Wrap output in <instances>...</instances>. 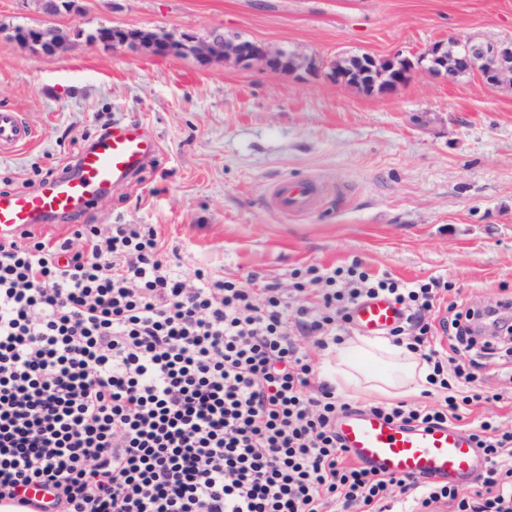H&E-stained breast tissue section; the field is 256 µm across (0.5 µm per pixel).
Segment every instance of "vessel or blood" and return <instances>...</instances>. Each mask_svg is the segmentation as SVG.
<instances>
[{"label": "vessel or blood", "instance_id": "b4317fda", "mask_svg": "<svg viewBox=\"0 0 512 512\" xmlns=\"http://www.w3.org/2000/svg\"><path fill=\"white\" fill-rule=\"evenodd\" d=\"M18 113L0 111V148L12 149L33 140ZM159 151L157 141L137 122L113 126L94 147L79 153L69 171L46 179L32 192L0 191V242L35 231H51L58 215L75 216L99 195L133 180ZM323 197L314 180L275 183L271 202L283 215L305 214ZM355 325L377 336L400 319V307L380 296L360 303ZM336 433L355 463L394 477H418L468 488L485 459L467 435L451 425L406 428L370 409L353 407L336 419Z\"/></svg>", "mask_w": 512, "mask_h": 512}]
</instances>
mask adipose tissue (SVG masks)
<instances>
[{
    "instance_id": "ef3b65f1",
    "label": "adipose tissue",
    "mask_w": 512,
    "mask_h": 512,
    "mask_svg": "<svg viewBox=\"0 0 512 512\" xmlns=\"http://www.w3.org/2000/svg\"><path fill=\"white\" fill-rule=\"evenodd\" d=\"M331 354L324 375L339 391L404 397L427 386L428 368L419 354L387 339L347 337Z\"/></svg>"
}]
</instances>
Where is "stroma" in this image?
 I'll use <instances>...</instances> for the list:
<instances>
[{
    "label": "stroma",
    "instance_id": "35a3bbf8",
    "mask_svg": "<svg viewBox=\"0 0 512 512\" xmlns=\"http://www.w3.org/2000/svg\"><path fill=\"white\" fill-rule=\"evenodd\" d=\"M53 17L85 33L105 26L199 36L218 29L330 59L418 53L451 36L512 40V0H78ZM0 110L20 113L32 143L0 152V191L33 190L113 124L136 120L160 145L128 185L43 234L74 224L154 225L178 269L204 268L293 303V269L360 260L371 273L447 281L452 302L496 305L512 294V86L418 72L389 96L308 76H279L190 57L107 51L83 38L36 56L0 44ZM313 179L321 204L279 213L270 189ZM486 399L457 428L512 426V382L499 360L478 380Z\"/></svg>",
    "mask_w": 512,
    "mask_h": 512
}]
</instances>
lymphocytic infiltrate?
Masks as SVG:
<instances>
[{
    "label": "lymphocytic infiltrate",
    "instance_id": "f902f5d3",
    "mask_svg": "<svg viewBox=\"0 0 512 512\" xmlns=\"http://www.w3.org/2000/svg\"><path fill=\"white\" fill-rule=\"evenodd\" d=\"M291 277L318 303L291 305L274 284L260 303L249 283L176 271L150 224L0 243V502L41 485L53 512H389L395 486L411 512H512L511 426L472 429L488 460L479 489L378 475L348 463L334 430L347 404L297 341L328 348L358 302L394 299L390 339L420 353L441 398L377 411L444 424L484 398L496 349L474 334L480 310L449 305L443 351L431 323L441 281L409 285L356 261Z\"/></svg>",
    "mask_w": 512,
    "mask_h": 512
}]
</instances>
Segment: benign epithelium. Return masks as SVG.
<instances>
[{
  "label": "benign epithelium",
  "mask_w": 512,
  "mask_h": 512,
  "mask_svg": "<svg viewBox=\"0 0 512 512\" xmlns=\"http://www.w3.org/2000/svg\"><path fill=\"white\" fill-rule=\"evenodd\" d=\"M80 32L79 28L53 25L12 28L6 34L0 30V43L24 47L34 55L54 56L63 52L71 37ZM87 41L105 49H127L146 57L192 56L204 66L224 61L241 68L259 65L272 73H304L370 94H389L415 72L448 82L473 73L489 90L512 85V41L483 44L470 38L450 37L409 56L399 52L386 58L337 55L329 60L237 36L227 37L218 30L205 37L192 33L176 37L162 30L113 27L99 30Z\"/></svg>",
  "instance_id": "benign-epithelium-1"
}]
</instances>
